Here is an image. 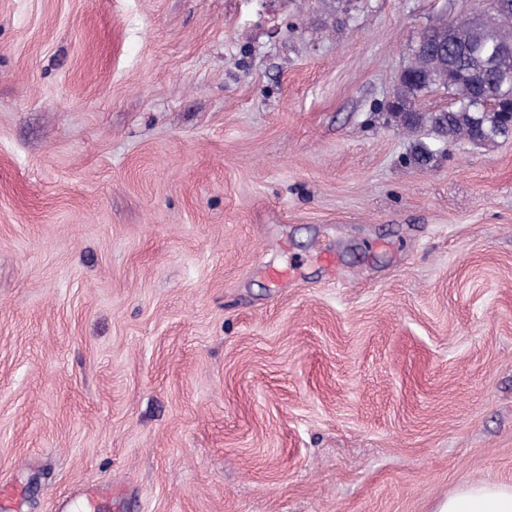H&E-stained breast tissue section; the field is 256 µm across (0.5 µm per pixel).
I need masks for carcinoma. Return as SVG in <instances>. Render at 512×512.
Returning <instances> with one entry per match:
<instances>
[{
	"label": "carcinoma",
	"mask_w": 512,
	"mask_h": 512,
	"mask_svg": "<svg viewBox=\"0 0 512 512\" xmlns=\"http://www.w3.org/2000/svg\"><path fill=\"white\" fill-rule=\"evenodd\" d=\"M428 47L399 77L390 115L416 139L411 158L427 164L435 146L464 137L478 144L512 138V0L502 13L448 36V23L427 31ZM434 89L451 97L446 109L422 112L416 102Z\"/></svg>",
	"instance_id": "carcinoma-1"
}]
</instances>
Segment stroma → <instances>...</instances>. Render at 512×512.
<instances>
[{
	"mask_svg": "<svg viewBox=\"0 0 512 512\" xmlns=\"http://www.w3.org/2000/svg\"><path fill=\"white\" fill-rule=\"evenodd\" d=\"M482 0H0L21 512H436L512 485V138L387 101Z\"/></svg>",
	"mask_w": 512,
	"mask_h": 512,
	"instance_id": "obj_1",
	"label": "stroma"
}]
</instances>
